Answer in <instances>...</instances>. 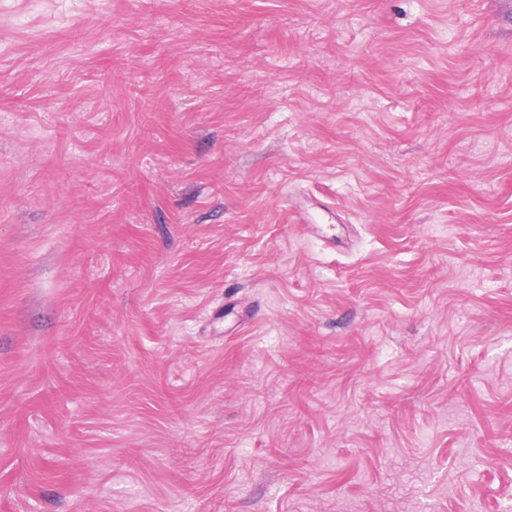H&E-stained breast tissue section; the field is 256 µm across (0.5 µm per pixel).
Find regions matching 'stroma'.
<instances>
[{
    "label": "stroma",
    "mask_w": 512,
    "mask_h": 512,
    "mask_svg": "<svg viewBox=\"0 0 512 512\" xmlns=\"http://www.w3.org/2000/svg\"><path fill=\"white\" fill-rule=\"evenodd\" d=\"M0 512H512V0H0Z\"/></svg>",
    "instance_id": "1"
}]
</instances>
